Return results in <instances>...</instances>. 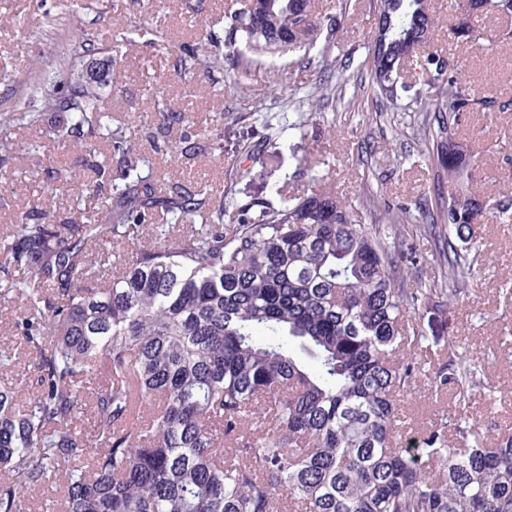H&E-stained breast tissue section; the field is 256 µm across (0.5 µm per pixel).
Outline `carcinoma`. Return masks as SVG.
I'll return each instance as SVG.
<instances>
[{
    "label": "carcinoma",
    "instance_id": "1",
    "mask_svg": "<svg viewBox=\"0 0 512 512\" xmlns=\"http://www.w3.org/2000/svg\"><path fill=\"white\" fill-rule=\"evenodd\" d=\"M378 13L391 32L371 49L370 92L393 98L399 58L416 59L421 108L433 113L429 158L452 181L471 163L454 139L462 120L512 105L474 92L440 54L416 55L436 26L428 0H379ZM312 14V0H240L224 55L193 48L182 65L226 64L244 78L265 56L333 37L331 19L304 24ZM118 36L151 44L154 31ZM100 86L41 89L70 113L67 137L86 167L101 171L103 140L121 158L95 223L32 209L0 240L25 274L0 300L21 306L13 328L32 363L28 383L0 384V512H32L27 496L49 487L62 493L52 512H512V433L472 444L463 412L481 365L452 349L432 365L434 389L452 392L456 410L417 442L400 406L427 363L413 355L417 313L466 294L478 224L511 220L512 196L441 200L431 222L446 242L432 254L439 278L425 285L411 278L416 245L364 223L322 175L277 207L240 206L230 224L204 186L159 191L149 161L111 136ZM166 149L222 152L199 132ZM158 212L189 229L159 227L143 247ZM115 244L130 251L114 257Z\"/></svg>",
    "mask_w": 512,
    "mask_h": 512
}]
</instances>
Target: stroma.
Wrapping results in <instances>:
<instances>
[{
  "label": "stroma",
  "mask_w": 512,
  "mask_h": 512,
  "mask_svg": "<svg viewBox=\"0 0 512 512\" xmlns=\"http://www.w3.org/2000/svg\"><path fill=\"white\" fill-rule=\"evenodd\" d=\"M439 21L421 53L435 52L460 64L472 88L512 100V17L480 13L471 43L448 36L454 0H428ZM238 0H0V128L14 142L0 158V238L9 236L16 213L38 207L66 216H91L112 190L107 176L85 167L79 151L65 147L69 124L64 112H47L33 82L75 84L90 58L71 51L60 63L62 40L72 29L92 32L99 51L117 78L104 89L112 133L131 139L148 156L160 182L207 186L226 209L253 201L275 200L276 188L303 190L316 171L328 172L330 186L366 223L387 227L386 208L402 204V234L425 224L424 207L438 193L460 187L480 196L512 195V111L474 112L459 126L456 139L475 164L450 184L430 161L424 145L425 112L418 99L423 77L414 63L400 73L394 100L369 92L367 52L377 22L376 0H314V12L338 20L332 41L318 40L309 53L276 59L280 85L261 96L264 72L233 86L223 70L195 68L180 73L186 47L209 40L223 53L224 25ZM158 24L160 48L123 41L117 24ZM40 113L36 124L22 111ZM188 112L208 141L221 143V158H185L168 153L144 134L157 126L158 111ZM478 276L460 299L445 310L420 313L423 342L433 358L448 355L449 345L484 362L483 385L468 409L481 443L512 432V300L500 288L512 282V222L482 224L472 244ZM18 305L0 303V355L16 358L13 379L28 372L26 357L12 325ZM431 375H418L404 397L412 436H420L454 409L450 393H436Z\"/></svg>",
  "instance_id": "35a3bbf8"
}]
</instances>
